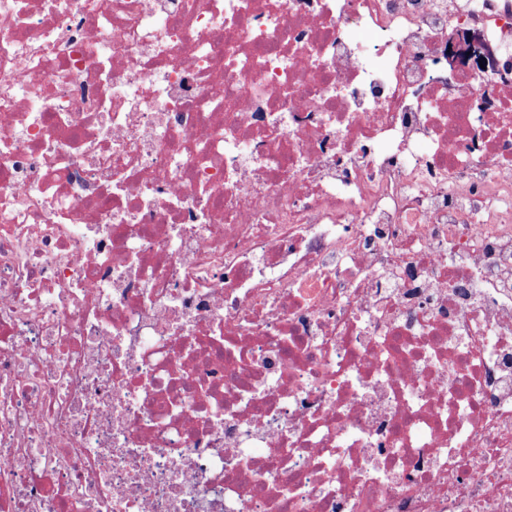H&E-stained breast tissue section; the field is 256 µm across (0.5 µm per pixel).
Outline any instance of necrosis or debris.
I'll list each match as a JSON object with an SVG mask.
<instances>
[{"mask_svg":"<svg viewBox=\"0 0 512 512\" xmlns=\"http://www.w3.org/2000/svg\"><path fill=\"white\" fill-rule=\"evenodd\" d=\"M0 512H512V0H0ZM477 37L473 33H461L452 36L449 39L451 50L454 53L449 60L452 63L463 65L470 64L476 73L482 74L489 70H495L496 61L490 56L488 51L480 53L476 48L475 44ZM479 61H483L484 68L480 67Z\"/></svg>","mask_w":512,"mask_h":512,"instance_id":"necrosis-or-debris-1","label":"necrosis or debris"}]
</instances>
